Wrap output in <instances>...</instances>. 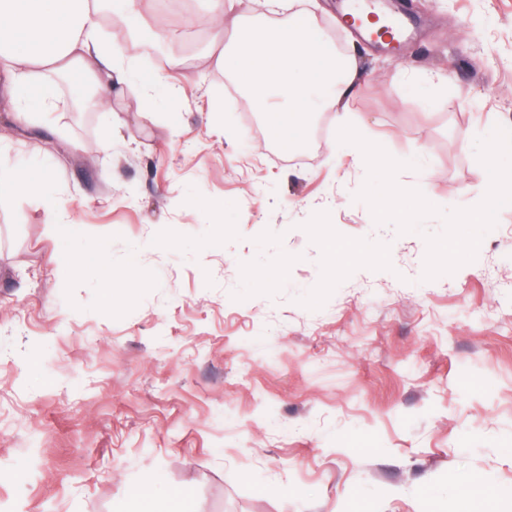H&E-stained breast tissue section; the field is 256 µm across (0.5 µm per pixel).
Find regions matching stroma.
Listing matches in <instances>:
<instances>
[{"mask_svg":"<svg viewBox=\"0 0 512 512\" xmlns=\"http://www.w3.org/2000/svg\"><path fill=\"white\" fill-rule=\"evenodd\" d=\"M358 79L320 105L307 153L277 149L243 79L210 68L202 0H141L101 25L135 78L111 109L60 105L30 126L0 100V170L44 165L0 197V512H128L162 479L192 512H512V206L474 261L423 278L425 233L376 224L336 113L433 204L485 194L476 137L512 128V0H407L398 48L342 0H308ZM171 33L126 53L136 22ZM164 73L154 93L137 80ZM193 73L183 82L182 72ZM109 152H101L103 143ZM106 250L122 274L58 266ZM270 274L257 280L255 269ZM51 182V174L48 168L29 167L20 169L8 176L0 177V193L11 194L22 190L45 189ZM58 260L60 265L71 273H79L87 268L97 270L102 298L106 304L112 305V280L114 281L118 274L112 269V264L104 252L74 254L65 250L61 252Z\"/></svg>","mask_w":512,"mask_h":512,"instance_id":"stroma-1","label":"stroma"}]
</instances>
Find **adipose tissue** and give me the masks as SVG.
<instances>
[{
    "instance_id": "adipose-tissue-1",
    "label": "adipose tissue",
    "mask_w": 512,
    "mask_h": 512,
    "mask_svg": "<svg viewBox=\"0 0 512 512\" xmlns=\"http://www.w3.org/2000/svg\"><path fill=\"white\" fill-rule=\"evenodd\" d=\"M103 0H0V94L13 108L16 122L30 123L39 112L58 105L56 86L40 73L48 68L72 78L75 87L92 85L98 107H111L130 74L98 36ZM297 0H269L275 10L290 11L288 22L239 40L230 51L209 54L218 70L235 68L246 77L251 94H276L282 107L264 111L272 141L292 152L309 131L316 94L340 102L356 79L351 59H336L312 20L296 8ZM60 265L73 273L97 270L104 302H112L117 273L105 253L61 252Z\"/></svg>"
}]
</instances>
